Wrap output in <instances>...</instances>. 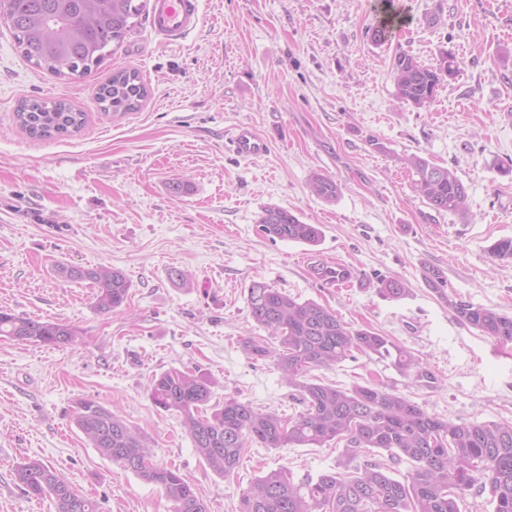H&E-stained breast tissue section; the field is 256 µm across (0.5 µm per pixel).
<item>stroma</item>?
<instances>
[{"label":"stroma","mask_w":512,"mask_h":512,"mask_svg":"<svg viewBox=\"0 0 512 512\" xmlns=\"http://www.w3.org/2000/svg\"><path fill=\"white\" fill-rule=\"evenodd\" d=\"M378 0H200L201 21L181 44L140 24L96 74L59 77L20 54L0 22V309L79 327L77 344L51 347L0 338V512H55L17 486L15 466L39 459L63 473L102 512H172L158 486L122 470L75 427L77 400L116 411L144 434L156 463L179 469L210 512H237L255 478L288 469L294 479L335 470L342 446L249 448L234 473L216 475L181 418L157 408L150 380L177 368L210 378L213 398L266 412L300 406L273 360L242 349L264 330L247 290L263 282L370 328L412 353L424 380L389 361L355 354L316 370L323 383L369 379L453 422L512 421V345L457 322L427 287L439 266L447 291L512 315V259L491 256L512 238V0H394L408 21L381 44L370 39ZM451 52L457 77L435 102H400L395 53L435 65ZM118 68L139 72L140 110L105 115L95 86ZM66 100L85 113L81 132L36 141L14 121L19 102ZM247 124L269 141L258 158L226 142ZM416 154L455 172L467 213H439L411 188ZM338 181V200L309 191L313 173ZM188 181L184 196L168 185ZM275 205L320 225L314 248L264 236ZM343 261L359 287H329L310 264ZM120 270L131 288L122 311L103 313L86 281L58 266ZM188 273L172 281V269ZM398 278L408 294L382 296Z\"/></svg>","instance_id":"35a3bbf8"}]
</instances>
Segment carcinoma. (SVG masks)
Segmentation results:
<instances>
[{"instance_id": "carcinoma-1", "label": "carcinoma", "mask_w": 512, "mask_h": 512, "mask_svg": "<svg viewBox=\"0 0 512 512\" xmlns=\"http://www.w3.org/2000/svg\"><path fill=\"white\" fill-rule=\"evenodd\" d=\"M3 17L22 56L37 68L56 76L84 79L120 47L145 14L147 0H0ZM383 17L372 37L388 38L403 19L392 0H380ZM458 73L456 57L441 52L437 65L424 66L399 52L392 76L399 101L417 108L430 106L440 86ZM148 90L135 70L118 69L96 91L105 114L138 110ZM19 126L31 137L49 139L80 131L86 114L62 100H24L15 112ZM411 185L423 202L437 212L466 215L467 188L448 168L413 155L405 160ZM311 193L334 202L341 185L315 173ZM258 224L272 239L318 245V224H306L279 206L262 209ZM59 273L84 280L97 288L95 306L107 313L128 299L130 281L118 270L62 267ZM425 283L454 313L457 321L489 336L501 345L512 344V316L476 306L446 292L436 269ZM379 293L391 300L403 298L408 287L400 279L379 281ZM252 319L277 340L262 336L242 340L254 358H271L302 405L295 415L263 412L235 397L212 403L213 382L192 371L171 369L150 380V398L163 411L182 418L195 450L216 474H231L253 444L264 448H312L330 441L343 443V470L315 478L294 480L286 469L258 477L242 493L238 512H460L458 501L478 486L488 492L493 512H512V421L455 423L429 415L415 402L386 386L368 381L349 388L325 384L311 371L329 368L352 356L389 359L402 371L419 362L389 337L353 329L326 307L301 301L265 283L248 288ZM81 331L62 321H43L0 310V338L49 346L72 345ZM74 420L99 454L141 480L161 487L174 503L173 512H208L206 502L188 477L153 461L146 438L118 414L93 399L76 402ZM376 448L411 464L404 480L385 464L364 459ZM143 459L134 465L133 459ZM14 479L29 497H50L55 512H99L96 500L80 493L53 466L37 459L19 463Z\"/></svg>"}]
</instances>
